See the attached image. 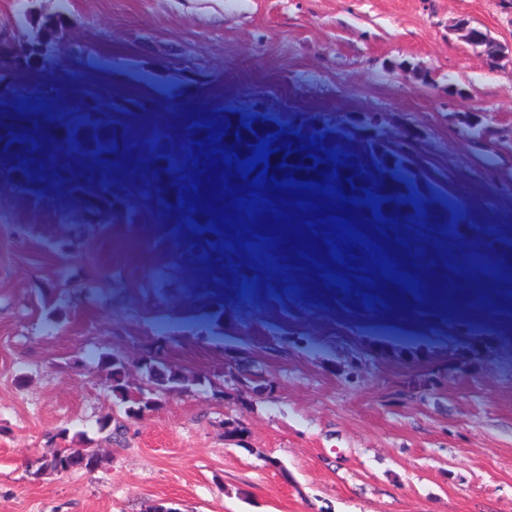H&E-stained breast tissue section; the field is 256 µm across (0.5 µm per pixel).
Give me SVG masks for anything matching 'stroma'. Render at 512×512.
<instances>
[{
    "instance_id": "35a3bbf8",
    "label": "stroma",
    "mask_w": 512,
    "mask_h": 512,
    "mask_svg": "<svg viewBox=\"0 0 512 512\" xmlns=\"http://www.w3.org/2000/svg\"><path fill=\"white\" fill-rule=\"evenodd\" d=\"M461 19L512 47L498 0H0V113L28 100L80 172L22 194L0 158V512H512V277L484 274L512 268V58L485 67ZM228 112L336 118L366 162L402 157L427 217L358 207L353 263L262 240L234 200L227 230L183 199L157 223L155 134L190 177ZM80 117L114 156L73 157ZM100 352L187 380L134 364L131 417ZM63 446L102 464L33 474ZM141 369L145 372L149 382L165 390L179 387L186 379L181 369L155 361L152 358L145 359Z\"/></svg>"
}]
</instances>
